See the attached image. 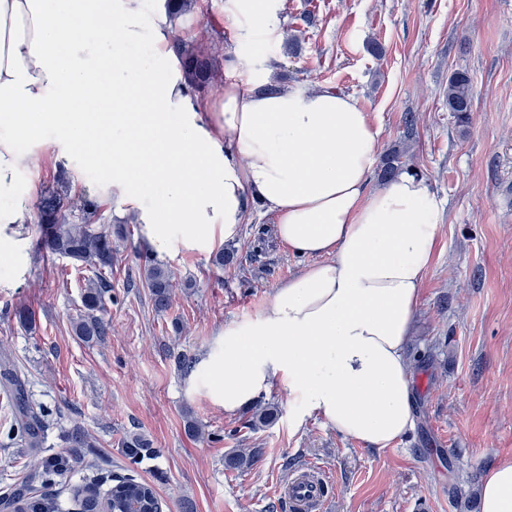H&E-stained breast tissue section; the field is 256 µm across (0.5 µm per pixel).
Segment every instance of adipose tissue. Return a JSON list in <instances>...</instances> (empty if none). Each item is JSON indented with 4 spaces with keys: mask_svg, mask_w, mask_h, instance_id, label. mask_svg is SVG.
<instances>
[{
    "mask_svg": "<svg viewBox=\"0 0 512 512\" xmlns=\"http://www.w3.org/2000/svg\"><path fill=\"white\" fill-rule=\"evenodd\" d=\"M282 2L224 0V17L240 39L277 38ZM175 24L167 0H0V262L28 256L18 176L37 150L72 163L108 130L112 194L156 251L210 252L256 203L312 260L217 334L202 360L213 403L233 414L277 385L297 418L388 447L414 423L406 347L441 200L410 171L371 189L379 130L352 96L270 90L256 73L196 94ZM480 512H512V459L484 474Z\"/></svg>",
    "mask_w": 512,
    "mask_h": 512,
    "instance_id": "1",
    "label": "adipose tissue"
}]
</instances>
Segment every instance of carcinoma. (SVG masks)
I'll use <instances>...</instances> for the list:
<instances>
[{
	"instance_id": "obj_1",
	"label": "carcinoma",
	"mask_w": 512,
	"mask_h": 512,
	"mask_svg": "<svg viewBox=\"0 0 512 512\" xmlns=\"http://www.w3.org/2000/svg\"><path fill=\"white\" fill-rule=\"evenodd\" d=\"M179 50L187 77L197 92L208 91L218 69L216 57L198 44L178 40ZM473 86L470 76L465 71H457L448 78V111L454 114L456 121L465 124L469 120L473 106ZM406 162L403 154L389 150L382 159L379 177L388 180L404 170ZM70 182L58 178L57 188L43 196L36 205V214L41 228L39 250L52 255L67 258L75 266H87L92 269L93 277L86 280L81 295L82 310L73 323V331L83 341H99L109 331L108 323L102 317L106 310V300L111 298L112 265L117 261L116 251L112 247V234L121 235L122 227L112 231L98 224L97 204L89 199L75 200L69 193ZM144 280L149 288L153 305L159 312L166 310L171 301L174 288L171 271L163 264L146 261L143 267ZM0 390L12 407V422L8 437L21 448H42L50 428L48 415L33 407L25 395V379L6 353L0 355ZM66 447L72 452L66 456H51L42 462L48 472H62L75 464L83 463L87 467L94 462L86 460L78 453L80 448H91L88 433L80 426H74L63 435ZM126 459L133 463L153 455L149 440L133 433L124 442ZM255 454H231L224 460L229 470H243L252 465ZM116 486L123 488L119 492L110 489L106 494L109 508L119 509L125 505L128 497L153 486L131 477L118 476ZM95 483L90 482L74 490L80 507L91 508L98 501L97 493L91 490ZM0 507L11 512H57L58 504L54 501L34 500L22 490H12L0 495Z\"/></svg>"
}]
</instances>
